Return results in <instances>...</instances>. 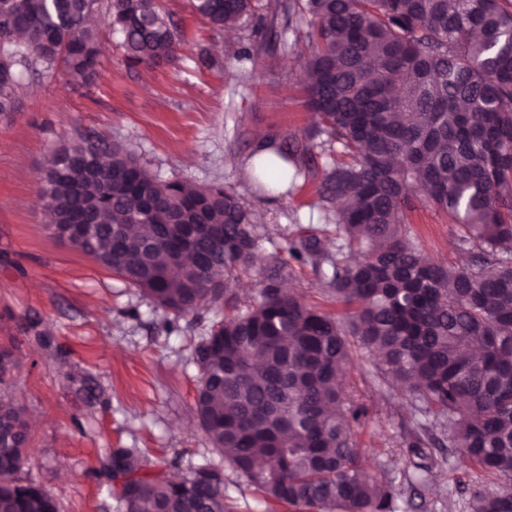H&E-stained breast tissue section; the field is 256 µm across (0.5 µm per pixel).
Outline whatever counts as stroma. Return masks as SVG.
<instances>
[{
    "mask_svg": "<svg viewBox=\"0 0 512 512\" xmlns=\"http://www.w3.org/2000/svg\"><path fill=\"white\" fill-rule=\"evenodd\" d=\"M158 5L181 37L176 62L129 67L120 35L103 26L93 86L25 71L15 111L0 114V349L16 361L5 389L33 420L21 475L51 491L60 512H122L105 472L112 448L141 449L151 470L171 462L180 476L206 462L223 466L197 422L195 396L197 349L224 311L174 320L57 239L39 201V176L56 149L94 134L123 144L160 179L232 187L258 223V259L240 278L242 305L252 304L274 253L288 264L286 287L326 312L339 309L312 268L288 255L289 239L311 228L336 248L335 225L318 220L316 193L330 157H317L307 179L275 199L241 168L256 133L285 144L313 125L292 35L244 71L191 0ZM402 231L436 263L471 257L458 244V226L424 199L406 212ZM371 367L368 352L353 348L349 380L363 409L354 431L368 471L392 480L418 512H469L478 478L447 442L435 450L444 465L434 481L407 485L400 448L413 427L410 396L370 376ZM460 475L468 486L457 490Z\"/></svg>",
    "mask_w": 512,
    "mask_h": 512,
    "instance_id": "1",
    "label": "stroma"
}]
</instances>
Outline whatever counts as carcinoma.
<instances>
[{"mask_svg": "<svg viewBox=\"0 0 512 512\" xmlns=\"http://www.w3.org/2000/svg\"><path fill=\"white\" fill-rule=\"evenodd\" d=\"M100 0H0V113L15 111L18 67L62 65L93 85L99 44L88 25ZM220 31L281 28L308 42L297 54L313 128L254 150L260 173L292 187L316 155L343 154L317 187L323 219L343 230L331 253L309 234L288 251L309 264L340 315L285 292V267L240 311L232 281L253 262L255 214L220 185L163 181L121 144L85 138L56 150L40 177L53 234L138 288L174 320L224 305L199 347L196 414L212 448L247 487L301 512H400L395 486L363 468L351 421L352 343L441 420L448 447L496 484L476 487L470 512H512V0H192ZM127 63L176 60L177 31L155 0H108ZM311 19L306 30L299 24ZM270 53L261 38L238 52ZM423 189L474 251L466 268L429 261L403 236ZM30 429L0 393V512H58L51 492L20 477ZM437 436L406 440L428 481ZM131 476L124 512H229L224 472L205 463L172 481L148 472L138 448H114Z\"/></svg>", "mask_w": 512, "mask_h": 512, "instance_id": "carcinoma-1", "label": "carcinoma"}]
</instances>
